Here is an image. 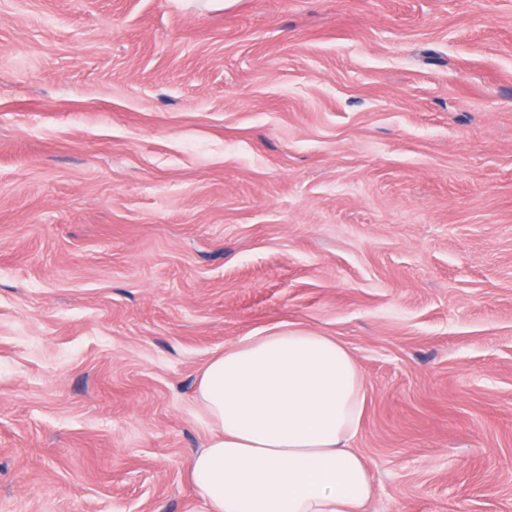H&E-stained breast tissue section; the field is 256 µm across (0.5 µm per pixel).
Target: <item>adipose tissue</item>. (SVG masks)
Masks as SVG:
<instances>
[{"label":"adipose tissue","mask_w":512,"mask_h":512,"mask_svg":"<svg viewBox=\"0 0 512 512\" xmlns=\"http://www.w3.org/2000/svg\"><path fill=\"white\" fill-rule=\"evenodd\" d=\"M365 401L334 337L293 328L226 343L195 392L208 437L188 468L205 512H366L371 479L351 446Z\"/></svg>","instance_id":"1"}]
</instances>
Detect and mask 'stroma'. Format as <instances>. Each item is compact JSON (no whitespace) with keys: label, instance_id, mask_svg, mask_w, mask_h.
<instances>
[{"label":"stroma","instance_id":"stroma-1","mask_svg":"<svg viewBox=\"0 0 512 512\" xmlns=\"http://www.w3.org/2000/svg\"><path fill=\"white\" fill-rule=\"evenodd\" d=\"M284 327L368 512H512V0H0V512H204L198 376Z\"/></svg>","mask_w":512,"mask_h":512}]
</instances>
